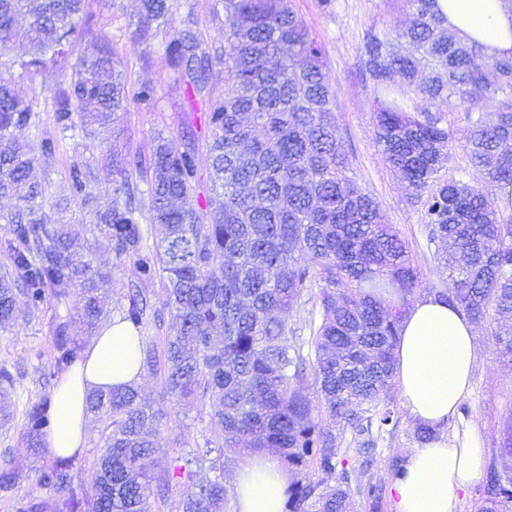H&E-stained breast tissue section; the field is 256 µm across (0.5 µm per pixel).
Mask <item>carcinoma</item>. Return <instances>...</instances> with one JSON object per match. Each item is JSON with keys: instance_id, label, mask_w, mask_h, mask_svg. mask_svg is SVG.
Masks as SVG:
<instances>
[{"instance_id": "carcinoma-1", "label": "carcinoma", "mask_w": 512, "mask_h": 512, "mask_svg": "<svg viewBox=\"0 0 512 512\" xmlns=\"http://www.w3.org/2000/svg\"><path fill=\"white\" fill-rule=\"evenodd\" d=\"M404 28L369 31L360 48L363 78L375 94V146L423 202L428 241L442 285L432 293L475 322L512 309V218L495 187L512 183V56L484 53L447 27L437 0H401ZM177 0H141L132 37L161 39L168 72L183 84L186 123L205 150L160 136L149 157L112 151V188L94 194L90 164L69 167L61 200L31 180L35 162L20 133L52 113L56 135L40 142L55 155L65 139L102 134L132 104L155 108L152 84L129 85L112 42L94 34L88 0H0V212L9 225V263L0 274V328L16 325L19 302L32 311L76 292V315L58 317L51 376L83 360L88 333L110 318L141 329L158 319L143 291H116L112 272L94 265L56 213L68 203L96 202L92 231L141 282L157 280L174 336L141 348V366L160 383L162 400L206 413L222 431L203 452L176 457L157 442L164 407L137 385L94 390L87 410L102 425L104 445L89 458L49 456L44 439L55 417L52 398L29 403L24 429L43 463L30 474L0 448V498L13 512H224V454L273 449L294 474L285 512H353L355 498L375 507L385 481L351 486L350 459L336 448V429L350 431L366 455L400 417L392 394L395 347L422 271L408 243L383 222L377 202L349 176L351 155L333 112L324 51L287 0H218L224 52L210 53L192 11L175 27ZM26 24H19V17ZM18 44L23 58L11 57ZM224 94L207 92L216 67ZM53 68L60 81L41 98L34 78ZM401 83L394 84V77ZM448 109L464 108L469 136L456 146ZM494 108L486 119L483 109ZM461 150L467 169L443 171ZM211 180L205 203L196 188ZM477 172L480 182L468 176ZM144 183L146 189L139 188ZM318 288L321 321L303 341L288 311ZM498 355L512 361V331H494ZM314 386L317 400L306 390ZM15 379L0 369V420L14 415ZM335 427L324 424V418ZM512 457V424L489 463L475 512H507L512 476L497 459ZM313 471L324 475L316 481ZM31 479L38 495L14 498Z\"/></svg>"}]
</instances>
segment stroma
I'll use <instances>...</instances> for the list:
<instances>
[{"label":"stroma","instance_id":"obj_1","mask_svg":"<svg viewBox=\"0 0 512 512\" xmlns=\"http://www.w3.org/2000/svg\"><path fill=\"white\" fill-rule=\"evenodd\" d=\"M89 6L95 15L96 32L111 39L128 66L129 80L154 83L160 97L156 111L130 108L116 125L117 136L111 147L133 156H147L155 146L157 135L183 142L186 103L182 86L167 72L159 48H144L128 36L130 24L138 18L140 0H90ZM292 6L322 45L326 72L335 91V113L352 155L356 182L378 202L385 221L393 224L408 242L412 257L424 274V286L439 287L432 258L435 247L427 239L423 208L421 204L411 203L409 189L374 146V91L359 72V47L366 32L380 34L405 26L409 20L407 12L399 0H292ZM108 148L64 141L54 156L37 158L32 177L58 186L71 164L86 162L96 171L94 191L105 190L112 185ZM93 221L90 212L77 211L71 221L73 235L95 265L111 269L117 285L131 283L134 276L130 264L116 259L99 237L90 232ZM80 305L79 294H71L66 305L47 303L27 315L21 327L0 332V366L7 367L20 381L13 395L17 405H24L27 396L40 394L37 379L50 369L56 319L76 312ZM492 331L488 323L476 327L477 358L472 390L463 400L464 412L458 417L459 422L476 427L483 448L489 452L499 446L505 427L512 422V363L498 359ZM414 425L409 414H402L398 432L380 441L377 474L388 476V460L407 457L416 448L412 437ZM217 435L218 429L209 416L172 407L163 420L160 444L188 450L204 439H216Z\"/></svg>","mask_w":512,"mask_h":512}]
</instances>
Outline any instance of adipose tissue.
Listing matches in <instances>:
<instances>
[{
  "label": "adipose tissue",
  "mask_w": 512,
  "mask_h": 512,
  "mask_svg": "<svg viewBox=\"0 0 512 512\" xmlns=\"http://www.w3.org/2000/svg\"><path fill=\"white\" fill-rule=\"evenodd\" d=\"M449 28L460 38L479 41L489 55L512 53V11L503 0H437ZM139 333L119 319L91 339L84 360L64 375L53 395L56 423L45 445L66 457L85 444L86 397L95 389L139 381ZM396 377L404 406L417 422L442 428L470 392L476 360L472 323L436 297L409 308L396 349ZM484 450L473 427L418 446L395 480L396 512H457L458 493L478 476ZM235 512H283L288 474L269 456L250 461L235 477Z\"/></svg>",
  "instance_id": "obj_1"
}]
</instances>
